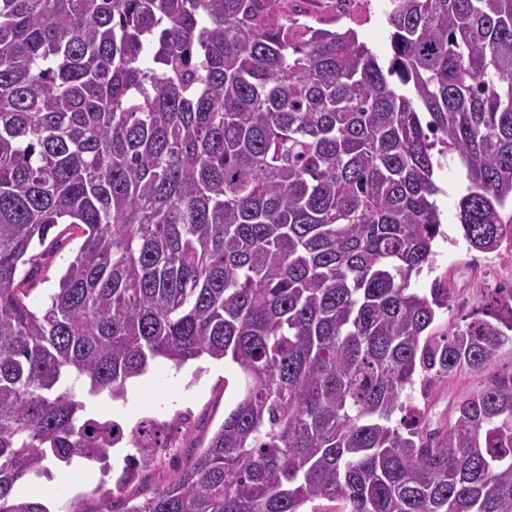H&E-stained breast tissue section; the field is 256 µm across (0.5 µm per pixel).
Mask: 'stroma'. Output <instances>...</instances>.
Segmentation results:
<instances>
[{
  "label": "stroma",
  "mask_w": 512,
  "mask_h": 512,
  "mask_svg": "<svg viewBox=\"0 0 512 512\" xmlns=\"http://www.w3.org/2000/svg\"><path fill=\"white\" fill-rule=\"evenodd\" d=\"M294 7L300 22L330 30L354 29L360 41L378 53L388 49L384 23L368 15L351 17L346 0H296ZM434 181L440 192L436 202L441 213L443 237L437 238L430 266L424 267L413 279L417 291L428 292L437 279L447 281L453 302L449 311L439 314L435 323L438 333H449L462 313L471 309L477 293L483 288L512 284V246L502 245L493 253L479 252L468 244L458 221V202L465 192V169L456 153L438 156L434 166ZM170 363L158 361L143 381L135 400H118L95 404L96 413L134 426L144 416L173 423L171 446L161 453L158 467L144 470L135 479L123 484L121 497L140 502L153 496L188 459L197 456L206 446L212 433L224 420V409L235 395L237 375L234 368L219 362L197 368L188 363L181 377H174ZM512 371V345L503 346L486 372H461L435 383L428 395L414 393L416 405L428 408L431 425L449 420L456 404L485 386L490 376ZM51 478L29 481L30 496L46 503L50 512H98L100 495L95 489L100 483L98 465L65 467L50 466Z\"/></svg>",
  "instance_id": "obj_1"
}]
</instances>
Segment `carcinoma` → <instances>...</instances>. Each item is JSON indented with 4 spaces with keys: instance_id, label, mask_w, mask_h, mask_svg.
<instances>
[{
    "instance_id": "carcinoma-1",
    "label": "carcinoma",
    "mask_w": 512,
    "mask_h": 512,
    "mask_svg": "<svg viewBox=\"0 0 512 512\" xmlns=\"http://www.w3.org/2000/svg\"><path fill=\"white\" fill-rule=\"evenodd\" d=\"M270 2L0 0V512H49L17 483L118 434L125 478L168 447L69 380L119 399L201 357L241 374L223 423L144 502L97 487L105 512H512V373L433 429L411 403L512 344V286L443 336L448 284L412 288L438 145L467 241L512 242V0H393L384 59ZM81 240L77 239L71 242H67L61 250L55 255L51 264L41 270L36 277L37 284L33 288H37L32 293V299L36 304H42L46 296L52 292L53 288L57 287L58 280L62 272L64 271L67 263L73 257Z\"/></svg>"
}]
</instances>
